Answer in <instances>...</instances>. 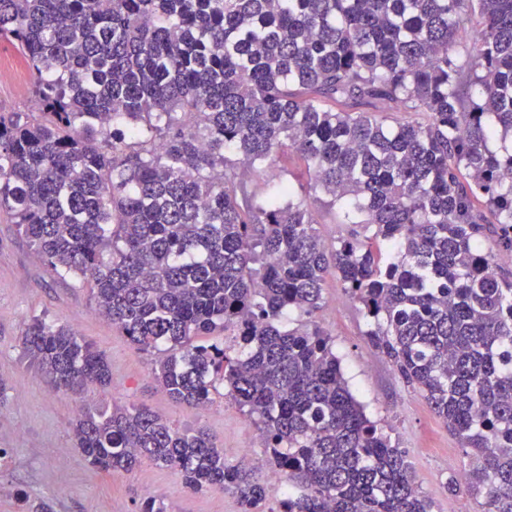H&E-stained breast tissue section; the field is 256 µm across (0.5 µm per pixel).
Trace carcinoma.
<instances>
[{
  "instance_id": "cac0c4a2",
  "label": "carcinoma",
  "mask_w": 512,
  "mask_h": 512,
  "mask_svg": "<svg viewBox=\"0 0 512 512\" xmlns=\"http://www.w3.org/2000/svg\"><path fill=\"white\" fill-rule=\"evenodd\" d=\"M1 39L37 109L0 112V215L159 355L170 400L201 409L222 385L257 421L291 487L277 512L431 509L314 320L331 268L466 449L448 492L512 512V280L480 245L512 250V149L491 146L512 139V0H0ZM286 146L357 227L332 249L293 185L242 187ZM22 357L58 391L112 384L102 351L42 317ZM72 432L98 470L147 458L265 512L270 484L201 427L85 404Z\"/></svg>"
}]
</instances>
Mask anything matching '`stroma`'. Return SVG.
<instances>
[{"label":"stroma","mask_w":512,"mask_h":512,"mask_svg":"<svg viewBox=\"0 0 512 512\" xmlns=\"http://www.w3.org/2000/svg\"><path fill=\"white\" fill-rule=\"evenodd\" d=\"M32 75L14 46L0 41V110L24 112L31 105ZM302 162L291 153L273 156L246 178L244 189L255 198L290 183L301 186L315 212L317 232L326 246L349 235L337 209L325 206L321 192L302 187ZM325 303L317 314L332 337L349 387L372 420L406 451L431 512H477L468 493L449 494L446 482L460 474L465 457L460 441L430 409L419 392L398 375L392 363L364 336L361 306L345 293L335 273L324 284ZM70 325L102 350L112 373L108 393L89 392L86 399L105 404L146 405L180 429L205 426L224 456L233 463L265 466L262 446L241 456L246 437L258 436L254 420L224 396H215L201 412L170 401L153 375L156 358L138 351L129 338L94 309L88 285L58 276L34 255L27 238L7 216H0V378L7 391L0 398V512H21V496L44 497L53 512H138L144 498L173 505L176 512H239L227 492L195 494L167 468L143 461L130 472L112 474L89 465L75 448L71 422L83 400L56 391L45 376L21 358V338L32 317Z\"/></svg>","instance_id":"35a3bbf8"}]
</instances>
